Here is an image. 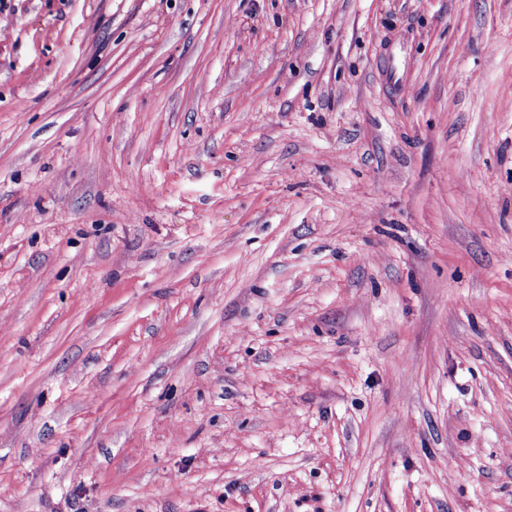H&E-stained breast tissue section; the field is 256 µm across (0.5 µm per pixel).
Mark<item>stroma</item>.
<instances>
[{
    "mask_svg": "<svg viewBox=\"0 0 512 512\" xmlns=\"http://www.w3.org/2000/svg\"><path fill=\"white\" fill-rule=\"evenodd\" d=\"M0 512H512V0H0Z\"/></svg>",
    "mask_w": 512,
    "mask_h": 512,
    "instance_id": "35a3bbf8",
    "label": "stroma"
}]
</instances>
